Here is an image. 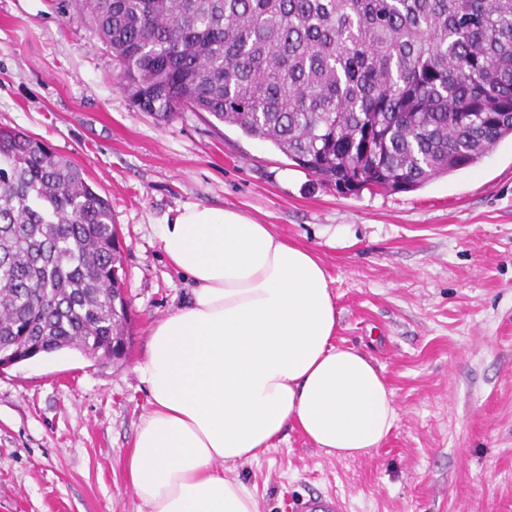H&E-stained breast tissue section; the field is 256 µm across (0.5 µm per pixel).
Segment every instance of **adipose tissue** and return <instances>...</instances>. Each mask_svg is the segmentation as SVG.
I'll return each instance as SVG.
<instances>
[{"label":"adipose tissue","instance_id":"obj_1","mask_svg":"<svg viewBox=\"0 0 512 512\" xmlns=\"http://www.w3.org/2000/svg\"><path fill=\"white\" fill-rule=\"evenodd\" d=\"M160 243L192 298L155 323L138 367L151 409L124 470L147 512H258L231 471L287 428L339 458L379 448L398 419L394 394L370 359L337 343L312 249L198 204L163 224Z\"/></svg>","mask_w":512,"mask_h":512}]
</instances>
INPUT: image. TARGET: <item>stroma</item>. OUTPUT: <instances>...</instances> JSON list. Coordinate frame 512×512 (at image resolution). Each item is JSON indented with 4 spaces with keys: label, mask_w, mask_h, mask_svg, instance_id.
Listing matches in <instances>:
<instances>
[{
    "label": "stroma",
    "mask_w": 512,
    "mask_h": 512,
    "mask_svg": "<svg viewBox=\"0 0 512 512\" xmlns=\"http://www.w3.org/2000/svg\"><path fill=\"white\" fill-rule=\"evenodd\" d=\"M66 0H0V125L44 140L112 203L126 272L123 357L68 351L0 370V512H143L123 461L149 395L152 326L191 297L163 254L188 204L232 208L314 250L337 337L372 360L398 420L371 456L296 429L237 475L259 512L314 495L343 512H512V138L414 191L342 195L205 113L159 121Z\"/></svg>",
    "instance_id": "stroma-1"
}]
</instances>
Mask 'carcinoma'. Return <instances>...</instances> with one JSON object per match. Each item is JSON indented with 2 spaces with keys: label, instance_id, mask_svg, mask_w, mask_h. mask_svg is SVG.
Returning a JSON list of instances; mask_svg holds the SVG:
<instances>
[{
  "label": "carcinoma",
  "instance_id": "carcinoma-1",
  "mask_svg": "<svg viewBox=\"0 0 512 512\" xmlns=\"http://www.w3.org/2000/svg\"><path fill=\"white\" fill-rule=\"evenodd\" d=\"M133 106L206 112L346 195L406 192L512 135V0H71ZM112 205L0 127V351L128 341Z\"/></svg>",
  "mask_w": 512,
  "mask_h": 512
}]
</instances>
